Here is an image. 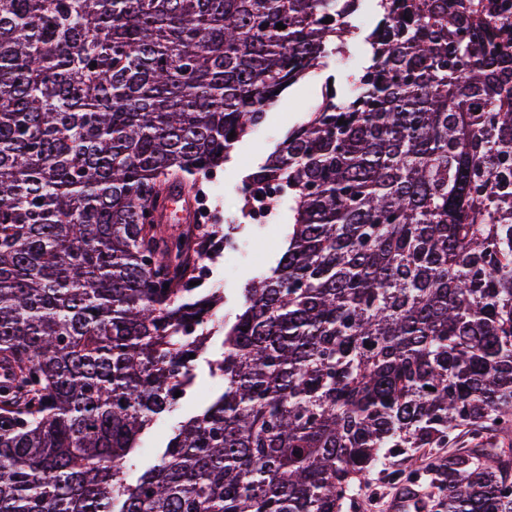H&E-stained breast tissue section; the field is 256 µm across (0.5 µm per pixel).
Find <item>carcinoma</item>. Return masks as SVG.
Instances as JSON below:
<instances>
[{"mask_svg":"<svg viewBox=\"0 0 512 512\" xmlns=\"http://www.w3.org/2000/svg\"><path fill=\"white\" fill-rule=\"evenodd\" d=\"M362 2L0 0V512H341L410 448L448 449L409 474L443 512H512V0ZM354 40L242 181L293 231L216 326L232 228L145 212ZM217 335L221 392L128 482ZM186 216V203L185 200H177L171 210L168 211V216L163 223L166 234L170 237L176 238L182 236L187 225L184 224Z\"/></svg>","mask_w":512,"mask_h":512,"instance_id":"1","label":"carcinoma"}]
</instances>
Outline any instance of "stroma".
<instances>
[{
	"label": "stroma",
	"instance_id": "stroma-1",
	"mask_svg": "<svg viewBox=\"0 0 512 512\" xmlns=\"http://www.w3.org/2000/svg\"><path fill=\"white\" fill-rule=\"evenodd\" d=\"M360 67V62L348 64L340 60L292 85L272 105L263 123L238 144L218 175L209 200L221 214L224 223L235 225V239L243 245L244 250L230 255L228 266L219 265L214 269V277L221 281L224 296V303L216 313L217 318L234 316L244 286L275 266L280 257L279 248L292 230L291 214L285 209L278 213L273 223L267 225L246 221L237 195L242 179L282 142L289 129L303 121L307 112L321 103L326 88H335L337 99H345L351 80ZM195 374L193 395L174 411L162 413L151 431L142 437L128 471L129 481H136L145 470L156 464L158 453L177 422L198 411L218 393V381L210 375L205 362H197ZM398 491L396 483L385 480L381 474H372L365 485L354 493V506L344 508L343 512H389V502Z\"/></svg>",
	"mask_w": 512,
	"mask_h": 512
}]
</instances>
